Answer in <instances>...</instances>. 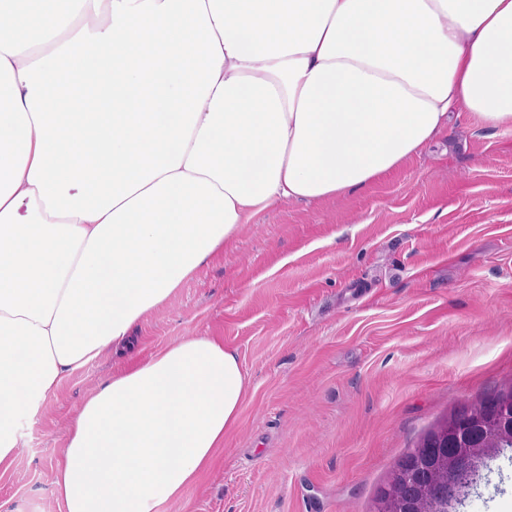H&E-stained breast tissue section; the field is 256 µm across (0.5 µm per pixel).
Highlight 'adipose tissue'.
Returning a JSON list of instances; mask_svg holds the SVG:
<instances>
[{
	"label": "adipose tissue",
	"instance_id": "obj_1",
	"mask_svg": "<svg viewBox=\"0 0 512 512\" xmlns=\"http://www.w3.org/2000/svg\"><path fill=\"white\" fill-rule=\"evenodd\" d=\"M452 112L512 128V0H0V473L244 225L378 181ZM246 390L209 336L113 372L70 422L64 512H165Z\"/></svg>",
	"mask_w": 512,
	"mask_h": 512
}]
</instances>
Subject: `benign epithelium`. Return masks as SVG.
Listing matches in <instances>:
<instances>
[{
	"label": "benign epithelium",
	"instance_id": "obj_1",
	"mask_svg": "<svg viewBox=\"0 0 512 512\" xmlns=\"http://www.w3.org/2000/svg\"><path fill=\"white\" fill-rule=\"evenodd\" d=\"M499 451L498 444L483 441L463 449L460 453L443 455L439 465L419 475L417 493L407 508L395 507V503L404 498V487L395 473L386 483L389 506L377 505L373 512H438L441 508L447 510L459 499L467 482L476 479L486 460Z\"/></svg>",
	"mask_w": 512,
	"mask_h": 512
}]
</instances>
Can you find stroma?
<instances>
[{"label":"stroma","mask_w":512,"mask_h":512,"mask_svg":"<svg viewBox=\"0 0 512 512\" xmlns=\"http://www.w3.org/2000/svg\"><path fill=\"white\" fill-rule=\"evenodd\" d=\"M188 336L223 340L248 388L223 449L166 512H372L430 427L512 391V128L456 112L381 180L273 206L133 333L142 360ZM126 361L63 378L0 476V512H62L67 423ZM456 512H512V448Z\"/></svg>","instance_id":"35a3bbf8"}]
</instances>
